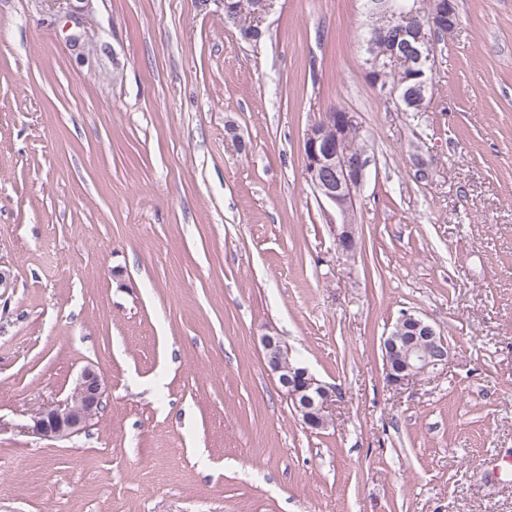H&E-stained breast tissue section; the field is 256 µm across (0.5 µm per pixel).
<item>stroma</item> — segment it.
Returning a JSON list of instances; mask_svg holds the SVG:
<instances>
[{
    "instance_id": "stroma-1",
    "label": "stroma",
    "mask_w": 512,
    "mask_h": 512,
    "mask_svg": "<svg viewBox=\"0 0 512 512\" xmlns=\"http://www.w3.org/2000/svg\"><path fill=\"white\" fill-rule=\"evenodd\" d=\"M457 4L413 114L363 0H275L255 45L219 0H0V512H512V0ZM333 105L370 160L353 259L305 174ZM405 311L450 356L394 387ZM268 334L335 387L326 428ZM88 366L90 429L32 434ZM262 345L271 374L277 376L281 389L302 416V421L310 429H320L329 419V410L336 397L335 388H330L318 380L308 368L297 363L284 365L277 355L280 346L278 336L262 337Z\"/></svg>"
}]
</instances>
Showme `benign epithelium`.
I'll return each mask as SVG.
<instances>
[{"instance_id": "obj_1", "label": "benign epithelium", "mask_w": 512, "mask_h": 512, "mask_svg": "<svg viewBox=\"0 0 512 512\" xmlns=\"http://www.w3.org/2000/svg\"><path fill=\"white\" fill-rule=\"evenodd\" d=\"M367 11L381 17L383 26L369 33L366 39L365 74L374 80L382 68H409L420 80L421 91L430 88L428 62L434 39L453 33L458 25L455 0H439L425 29L411 30L415 42L412 50L398 44L383 43L385 27L396 22L391 0H370ZM358 127L350 113L331 106L321 114L303 137L306 178L317 196L342 217L336 225V244L341 254L354 255L352 244L357 233L354 222V192L365 177L368 163L355 153L354 141ZM262 345L271 374L277 376L281 389L294 402L304 424L314 430L329 419V410L336 391L318 380L308 368L297 363H283L277 355L280 338L266 335ZM387 381L400 386L448 363L447 343L435 328L421 316L405 312L391 333L383 339ZM104 396L99 373L85 368L77 378L62 407L45 409L32 417V432L43 439H67L84 432L97 417Z\"/></svg>"}]
</instances>
